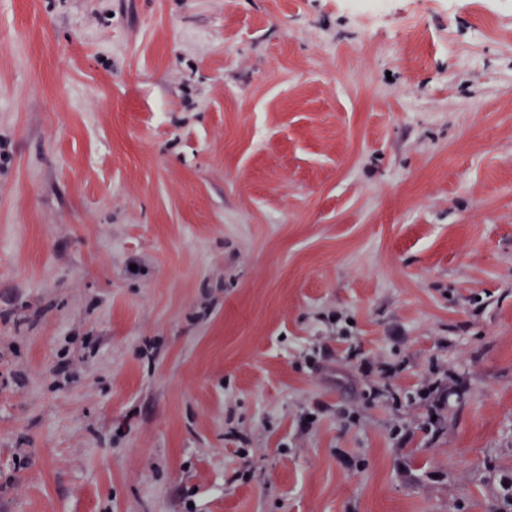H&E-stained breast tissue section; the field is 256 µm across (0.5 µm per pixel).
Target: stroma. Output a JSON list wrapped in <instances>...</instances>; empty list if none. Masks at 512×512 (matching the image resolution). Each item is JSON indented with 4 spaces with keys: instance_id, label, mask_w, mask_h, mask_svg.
<instances>
[{
    "instance_id": "stroma-1",
    "label": "stroma",
    "mask_w": 512,
    "mask_h": 512,
    "mask_svg": "<svg viewBox=\"0 0 512 512\" xmlns=\"http://www.w3.org/2000/svg\"><path fill=\"white\" fill-rule=\"evenodd\" d=\"M510 477L512 0H0V512Z\"/></svg>"
}]
</instances>
